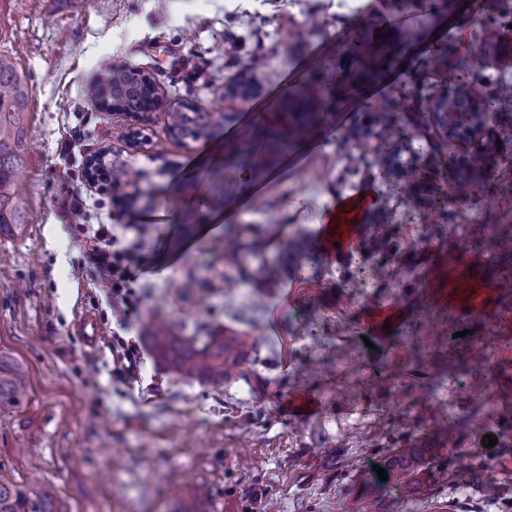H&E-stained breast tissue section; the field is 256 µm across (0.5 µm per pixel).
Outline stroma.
<instances>
[{
  "instance_id": "stroma-1",
  "label": "stroma",
  "mask_w": 512,
  "mask_h": 512,
  "mask_svg": "<svg viewBox=\"0 0 512 512\" xmlns=\"http://www.w3.org/2000/svg\"><path fill=\"white\" fill-rule=\"evenodd\" d=\"M496 0H0V54L15 56L30 86V144L21 177L28 222L0 234V353L28 374L27 404L0 412V479L56 486L71 512H512V293L497 292L477 311L458 312L446 293L460 276L446 258L478 240L484 261L473 287L494 285L512 269L497 242L512 238V135L497 113L470 151H482L478 203L457 197L465 174L459 135L427 114L398 113L383 138L368 136L374 87L401 99L430 42L477 48L495 74L512 80V30L483 38ZM374 43L411 40L377 83L352 84L361 64L349 60L350 34ZM262 57L247 102L227 96L237 66ZM120 66L150 72L166 109L192 104L224 112L210 140L254 139L272 114L299 98L301 80L319 85L320 145L292 143L261 178L239 180L231 159L193 174L207 200L196 225L225 211L222 227L181 235L184 169L208 140L173 135L163 112L144 126L102 110L85 88L97 71ZM360 152L401 146L399 161L457 164L406 188L376 172L349 176ZM108 147L143 173L137 187H108L83 175L87 158ZM373 188L377 201L357 241L337 258L309 249L290 264L286 243L307 247L323 211L338 198ZM73 198L90 224H121L120 248L144 265L130 284L133 309L107 303L97 287L85 233L61 202ZM276 225L267 252L270 279L224 266L225 229ZM383 268V277L373 274ZM396 305L389 330L365 346L368 323ZM100 329L98 345L78 331L82 316ZM154 315L176 332L223 329L257 339L263 364L249 378L214 385L187 381L140 347L129 363L122 343L142 335ZM470 330L483 361L452 340ZM307 395L319 411H288ZM481 421L495 446L476 438ZM425 441L433 467L422 493L401 492L376 468L392 450ZM496 478L485 496L460 483L469 462Z\"/></svg>"
}]
</instances>
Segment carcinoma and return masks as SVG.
I'll use <instances>...</instances> for the list:
<instances>
[{
    "label": "carcinoma",
    "mask_w": 512,
    "mask_h": 512,
    "mask_svg": "<svg viewBox=\"0 0 512 512\" xmlns=\"http://www.w3.org/2000/svg\"><path fill=\"white\" fill-rule=\"evenodd\" d=\"M493 17L485 28V37L493 40L500 35V28L512 24V0H497ZM402 48L391 50L388 56L366 57V67L377 74L382 67L389 66L392 58ZM448 58L454 68L467 71L470 85L486 88L494 111L512 120V84L486 70L482 64L474 63L476 54H461L456 46L448 44L436 50L435 58H423L421 67L429 70L439 60ZM135 73L129 69L109 70L100 80L87 88V95L101 103L112 101V89L127 84L130 89L123 99V106L137 112L146 106L145 94L134 80ZM468 99V87L446 88L435 91L433 86L418 85L406 95L403 109L410 110L420 103L431 108L442 107L448 114L461 109ZM29 84L26 73L16 60L0 54V232L5 229H19L26 223L25 198L27 189L18 181V172L26 161V139L28 134ZM398 103L385 101L369 113V129L379 135L389 130L395 121ZM171 132L182 138L206 137L212 128L224 121L222 112H199L191 107L183 111L166 113ZM308 134V123L299 114L293 123L280 129L266 132L260 143L270 154L281 152L288 141L303 138ZM237 158L236 173L256 174L260 166L256 161L254 145L239 146L233 152ZM393 167L397 157L384 150L375 151L371 157L361 156L356 171L361 167L370 170L382 164ZM451 159L437 160L433 167L423 169L413 165L406 168L407 179L411 182L425 180L448 170ZM91 181L101 180L112 186L138 181L140 172L118 160L106 159L96 168L85 171ZM269 246L268 236L252 232L246 243L234 245L224 252V265L228 269L243 267L246 257H259ZM144 341L154 356L172 372L187 380H200L213 384L230 380L234 376L246 378L239 371L242 358L246 355L247 339L244 336H226L221 331L209 332L205 336H182L175 332L167 321L152 317L144 327ZM28 400L27 374L21 363L0 355V412L20 409ZM428 450L413 443L398 448L388 458L386 476L400 489L413 490L429 464ZM0 512H68L56 488L51 483L3 482L0 481Z\"/></svg>",
    "instance_id": "cac0c4a2"
}]
</instances>
